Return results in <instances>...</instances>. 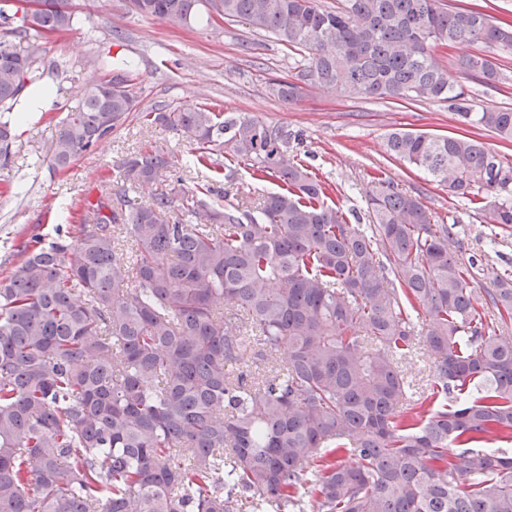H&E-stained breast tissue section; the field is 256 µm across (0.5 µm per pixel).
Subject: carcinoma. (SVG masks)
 <instances>
[{"mask_svg":"<svg viewBox=\"0 0 512 512\" xmlns=\"http://www.w3.org/2000/svg\"><path fill=\"white\" fill-rule=\"evenodd\" d=\"M0 0V164L16 106L38 90L41 39L73 27L65 0L24 22ZM187 25L200 8L304 53L272 92L352 99L447 100L456 90L438 45L479 43L459 67L499 79L512 24L445 0H128ZM109 61L58 121V170L97 148L135 110ZM512 141V110L461 113ZM186 134L212 172L193 193L158 183L174 160L141 147L122 188L86 200L76 236L21 241L0 279V512H512V338L479 309L474 260L456 225L372 178V224L346 222L329 185L288 155V132L201 107L146 112ZM387 152L512 228V167L472 135L394 130ZM251 163L279 190L228 207L219 158ZM150 199L133 204L130 192ZM512 321V268L487 270ZM421 345L430 393L408 396L402 363ZM464 449L448 457V444ZM346 454L317 472L309 461Z\"/></svg>","mask_w":512,"mask_h":512,"instance_id":"cac0c4a2","label":"carcinoma"}]
</instances>
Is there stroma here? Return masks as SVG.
<instances>
[{
  "label": "stroma",
  "instance_id": "35a3bbf8",
  "mask_svg": "<svg viewBox=\"0 0 512 512\" xmlns=\"http://www.w3.org/2000/svg\"><path fill=\"white\" fill-rule=\"evenodd\" d=\"M73 28L45 40L40 60L43 84L54 90L46 113H31L16 125L7 166H0V278L18 260V241H52L58 231L78 224L85 197L100 187L120 188L119 165L141 147L171 152L176 164L164 178L185 187L211 173L188 163L185 137L161 126L141 124L138 115L164 106H200L222 114L244 113L288 131L290 155L332 185L331 203L351 224H367V191L375 174L391 178L403 192L419 197L437 218L457 224L467 254L484 265L512 264V229L494 224L489 214L406 163L390 157L386 136L395 129L429 133L464 127L457 101L353 100L332 89L312 88L297 101L269 92L272 80L293 75L300 54L247 24L212 16L174 27L130 11L126 0H68ZM477 44L437 48L436 53L467 93L469 111L512 109V56L501 59V79L492 84L459 73V58L480 52ZM109 56L127 61L129 89L138 112L125 128L72 167L57 171L50 146L62 110L74 107L83 89L103 77Z\"/></svg>",
  "mask_w": 512,
  "mask_h": 512
}]
</instances>
